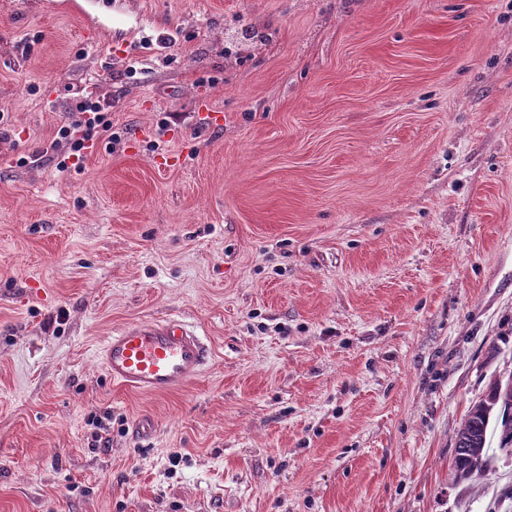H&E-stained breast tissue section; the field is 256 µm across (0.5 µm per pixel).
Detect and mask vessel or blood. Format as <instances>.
<instances>
[{
	"instance_id": "obj_1",
	"label": "vessel or blood",
	"mask_w": 512,
	"mask_h": 512,
	"mask_svg": "<svg viewBox=\"0 0 512 512\" xmlns=\"http://www.w3.org/2000/svg\"><path fill=\"white\" fill-rule=\"evenodd\" d=\"M99 358L109 380L146 394L175 390L195 379L209 359L201 336L181 319L132 323L107 337Z\"/></svg>"
}]
</instances>
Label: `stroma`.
<instances>
[{
	"label": "stroma",
	"instance_id": "35a3bbf8",
	"mask_svg": "<svg viewBox=\"0 0 512 512\" xmlns=\"http://www.w3.org/2000/svg\"><path fill=\"white\" fill-rule=\"evenodd\" d=\"M65 2L0 0V512H512V450L451 480L512 376V0H105L94 50ZM76 96L117 140L63 169ZM169 316L202 374L114 387ZM99 358L109 380L146 394L175 390L195 379L209 359L201 336L181 319L132 323L108 336ZM495 410L502 412L500 448L512 447V385L499 380L471 407L457 432L453 468L457 482L473 480L486 471L490 417Z\"/></svg>",
	"mask_w": 512,
	"mask_h": 512
}]
</instances>
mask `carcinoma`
<instances>
[{"instance_id": "carcinoma-1", "label": "carcinoma", "mask_w": 512, "mask_h": 512, "mask_svg": "<svg viewBox=\"0 0 512 512\" xmlns=\"http://www.w3.org/2000/svg\"><path fill=\"white\" fill-rule=\"evenodd\" d=\"M496 410L502 412L500 447H512V385L497 381L487 396L471 407L457 432L453 468L457 480H473L486 471L490 417Z\"/></svg>"}]
</instances>
